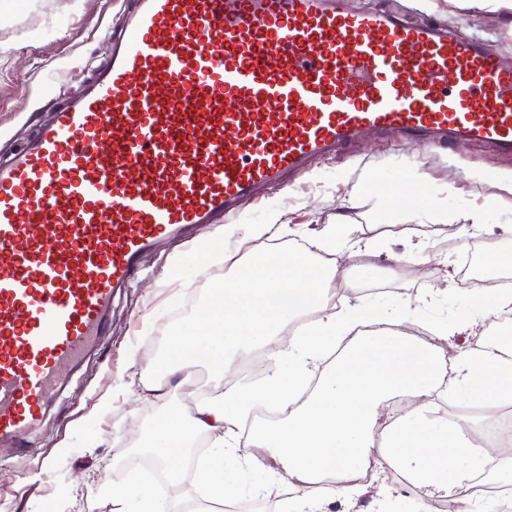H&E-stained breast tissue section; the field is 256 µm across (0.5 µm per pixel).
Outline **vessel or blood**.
<instances>
[{
  "label": "vessel or blood",
  "instance_id": "vessel-or-blood-1",
  "mask_svg": "<svg viewBox=\"0 0 512 512\" xmlns=\"http://www.w3.org/2000/svg\"><path fill=\"white\" fill-rule=\"evenodd\" d=\"M367 129L512 153V69L337 0H136L94 88L0 166V443L38 425L145 251Z\"/></svg>",
  "mask_w": 512,
  "mask_h": 512
}]
</instances>
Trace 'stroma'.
Wrapping results in <instances>:
<instances>
[{
	"label": "stroma",
	"mask_w": 512,
	"mask_h": 512,
	"mask_svg": "<svg viewBox=\"0 0 512 512\" xmlns=\"http://www.w3.org/2000/svg\"><path fill=\"white\" fill-rule=\"evenodd\" d=\"M348 10L390 8L417 23L445 26L497 45L512 67V16L505 10L463 8L457 0H342ZM133 0H0V162L33 141L58 109L85 88L110 58L112 36L128 21ZM421 180L419 197L403 205L400 176ZM512 156L459 141L429 147L367 132L341 153L316 160L294 180L263 188L242 205L239 224H285L273 248L319 254L328 225L343 224L351 241L376 244L374 255L343 258L350 279H337L340 301L412 302L425 288L441 289L407 332L432 339L463 301L455 253L463 225L481 245L512 250ZM422 242L431 260L394 263L407 240ZM205 236L173 240L147 253L134 280L118 290L97 345L68 366L39 426L0 447V512H112V491L142 469L135 448L169 409L192 410L203 397L218 400L210 373L177 375L166 400L142 397L139 381L154 380L168 336L210 301L209 283L232 276L209 262ZM377 268L361 279V265ZM389 490L416 512L418 488L397 471L376 468L365 493L327 512H364Z\"/></svg>",
	"instance_id": "obj_1"
}]
</instances>
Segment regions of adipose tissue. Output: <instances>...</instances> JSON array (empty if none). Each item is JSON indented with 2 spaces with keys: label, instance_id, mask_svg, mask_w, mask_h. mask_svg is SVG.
<instances>
[{
  "label": "adipose tissue",
  "instance_id": "1",
  "mask_svg": "<svg viewBox=\"0 0 512 512\" xmlns=\"http://www.w3.org/2000/svg\"><path fill=\"white\" fill-rule=\"evenodd\" d=\"M249 248L224 249L225 228L211 235L208 258L231 264L232 278L213 286L214 296L197 316L170 336L162 372L144 384L146 397L160 399L180 371L206 365L223 396L199 403L195 412L164 414L146 438L144 449L166 478L178 485L190 471L188 448L197 436L211 449L193 472L203 506L235 505L245 497L274 499V512H324L341 497L356 500L359 478L379 460L423 489L421 512L435 498H455L457 512H495L491 499L471 490L468 472L483 467L488 453H475L470 438L448 430L427 415L421 400L438 387L450 397L492 407L512 401V359L502 346L475 338L460 353L464 373L448 375L447 353L438 344L407 335L417 309L436 302L440 289H423L416 303L396 300L358 302L336 309L329 295L339 274L311 253L262 249L267 224H243ZM467 302L443 330V337L472 335L485 320L512 314V291L467 289ZM337 349L324 370L322 355ZM272 351L276 370L262 385L241 387L228 381L234 358L254 350ZM403 394L418 404L383 421V402ZM275 408L279 417L263 428L248 427L257 405ZM112 512H181L179 504L131 481L112 493Z\"/></svg>",
  "mask_w": 512,
  "mask_h": 512
}]
</instances>
